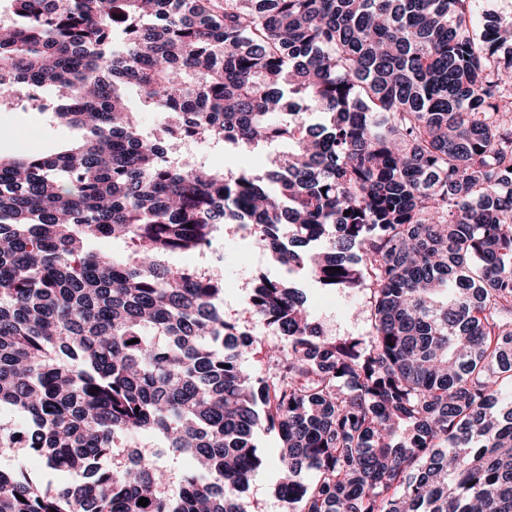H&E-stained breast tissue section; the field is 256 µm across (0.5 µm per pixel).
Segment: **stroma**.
<instances>
[{
  "mask_svg": "<svg viewBox=\"0 0 512 512\" xmlns=\"http://www.w3.org/2000/svg\"><path fill=\"white\" fill-rule=\"evenodd\" d=\"M81 136L80 130L54 124L47 114L25 103L17 102L11 109L0 111V153L4 155L20 150L49 154ZM191 152L197 158L206 159L211 168L224 170L236 168L240 163L261 169L268 165L271 155L267 149L243 155L205 144L192 146ZM166 263L173 268H201L223 278L224 316L241 330L251 333L256 341L255 350L247 361L252 374L268 375L271 371L269 351L286 348L287 342L251 312L248 297L261 275L279 276L281 268L252 240L241 238L229 225L217 233L211 250L202 254H174L167 257ZM304 292L306 307L325 336L365 335L368 291L342 293L309 284ZM254 443L264 463L251 478L245 494L247 512H282L277 494L282 477L281 440L277 432L260 428L254 434Z\"/></svg>",
  "mask_w": 512,
  "mask_h": 512,
  "instance_id": "obj_1",
  "label": "stroma"
}]
</instances>
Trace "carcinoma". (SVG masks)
Masks as SVG:
<instances>
[{
  "label": "carcinoma",
  "mask_w": 512,
  "mask_h": 512,
  "mask_svg": "<svg viewBox=\"0 0 512 512\" xmlns=\"http://www.w3.org/2000/svg\"><path fill=\"white\" fill-rule=\"evenodd\" d=\"M7 2L0 107L53 90L83 136L0 155V408L21 417L0 451L87 481L0 467V512H247L261 421L285 512H512V21L479 0ZM278 140L263 172L181 151ZM223 224L322 288L368 290L367 333L325 337L264 276L249 307L288 348L252 375L223 281L161 261ZM127 434L165 448L109 464ZM130 103L141 111V129L145 135L156 134L159 130L160 114L143 106L138 92L130 88Z\"/></svg>",
  "instance_id": "carcinoma-1"
}]
</instances>
